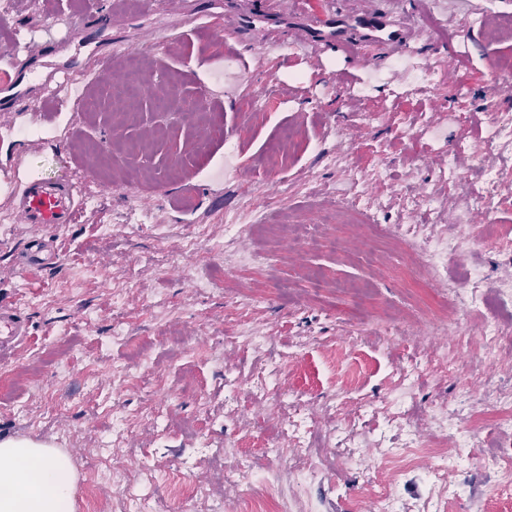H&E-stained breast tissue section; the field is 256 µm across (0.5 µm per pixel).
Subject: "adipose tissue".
<instances>
[{"mask_svg": "<svg viewBox=\"0 0 512 512\" xmlns=\"http://www.w3.org/2000/svg\"><path fill=\"white\" fill-rule=\"evenodd\" d=\"M69 458L34 438H0V512H73Z\"/></svg>", "mask_w": 512, "mask_h": 512, "instance_id": "obj_1", "label": "adipose tissue"}]
</instances>
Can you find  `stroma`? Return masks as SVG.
I'll return each instance as SVG.
<instances>
[{
  "label": "stroma",
  "mask_w": 512,
  "mask_h": 512,
  "mask_svg": "<svg viewBox=\"0 0 512 512\" xmlns=\"http://www.w3.org/2000/svg\"><path fill=\"white\" fill-rule=\"evenodd\" d=\"M0 0V52L21 47L0 66L11 84L41 53L66 61L84 42L85 13L119 12L109 71L77 75L63 94L100 99L95 111L42 118L29 93L0 109V308L17 310L28 339L0 361L8 388L0 400V437H33L66 454L78 486L93 485L96 512H173L181 484L203 486L231 503L224 483L234 448L254 477V491L275 465L271 447L293 435L292 422L313 408L336 405L314 419L313 444L328 466L306 485L305 499L322 512H349L364 475L345 459L368 464L406 439L402 421L425 428L433 411L457 407L462 393L491 408L512 391V309L492 293L512 276V147L492 143L500 115H512V94L492 91L512 61V0H327L342 14L401 15L410 45L364 44L351 51L315 42L283 46L298 18L280 14L267 30L195 35L206 25L276 0ZM139 59L151 77L134 121L117 118L105 98L127 80L124 58ZM197 109L201 120L180 113ZM297 141L278 164L280 136ZM144 145L132 156L128 147ZM456 174L448 172L449 156ZM497 177L499 205L475 204L487 174ZM39 175L75 183L87 203L65 231L20 223L13 194ZM359 197L361 210L395 231L454 233L459 217L498 232L477 250H462L448 268L465 277L479 269V290L506 325L499 359L480 355L481 325L434 330L410 317L412 304L437 308L441 291L390 262L375 271L358 253L325 246L296 251L288 240L237 239L225 217L264 214L270 224H320L337 205ZM432 205H424V198ZM112 227L102 235L101 225ZM58 237L61 253L21 275L34 236ZM197 241L195 251L182 248ZM263 252L265 263L243 267L238 253ZM91 263L98 274L80 278ZM318 269L337 280L366 283L360 297H324L299 275ZM220 275L218 287L203 282ZM263 299L241 305V284ZM127 342H112L113 327ZM268 344L255 349L241 335ZM151 360L140 367L138 348ZM414 371L399 410L384 403L400 374ZM312 418V417H311ZM462 459L449 461L459 497L451 512H512V493L490 495L493 477L480 463L493 452V418L479 427ZM139 472L138 500L119 494Z\"/></svg>",
  "instance_id": "stroma-1"
}]
</instances>
